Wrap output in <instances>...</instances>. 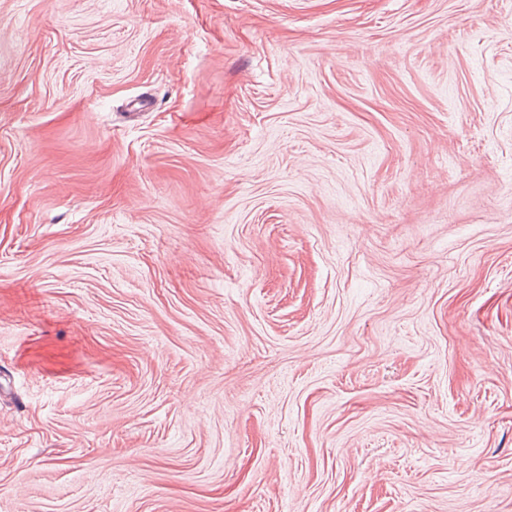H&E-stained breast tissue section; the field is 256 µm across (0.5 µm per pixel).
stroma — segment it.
Instances as JSON below:
<instances>
[{"label": "stroma", "instance_id": "stroma-1", "mask_svg": "<svg viewBox=\"0 0 512 512\" xmlns=\"http://www.w3.org/2000/svg\"><path fill=\"white\" fill-rule=\"evenodd\" d=\"M0 512H512V0H0Z\"/></svg>", "mask_w": 512, "mask_h": 512}]
</instances>
